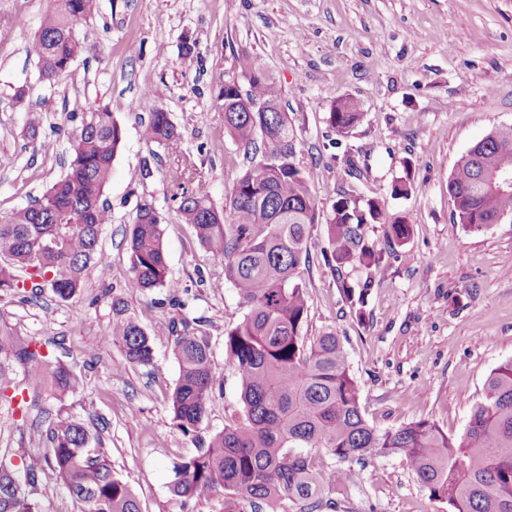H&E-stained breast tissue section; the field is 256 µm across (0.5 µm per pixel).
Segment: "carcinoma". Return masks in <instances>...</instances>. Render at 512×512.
Masks as SVG:
<instances>
[{"label":"carcinoma","instance_id":"cac0c4a2","mask_svg":"<svg viewBox=\"0 0 512 512\" xmlns=\"http://www.w3.org/2000/svg\"><path fill=\"white\" fill-rule=\"evenodd\" d=\"M93 0H56V8L40 24L34 42L41 78L56 80L80 51L78 21L92 10ZM240 71L255 73V99L280 107L276 82L250 54L238 57ZM224 133L250 155L236 178L224 209L186 187L184 171L170 177L173 200L186 223L224 277L237 290L247 312L225 332L227 362L240 388L243 417L220 432L203 434L207 406L222 379L211 363L210 343L188 320L168 325V341L179 376L169 397L173 421L198 443L197 452L172 463L168 490L179 512H194L196 503L224 490V512H319L324 490L320 456L335 461L336 487L357 484V466L379 457L404 461L419 485L448 512H512V361L487 377L484 398L472 410L460 436L443 432L427 419L380 430L365 418L360 388L336 332L310 339L307 291L298 282L309 261L308 239L319 221L318 205L307 176L296 164L297 137L288 113L244 111L233 90L222 91ZM362 118L354 97L332 101L329 125L348 135ZM148 141L165 146L180 138L168 113L155 109L145 130ZM123 142V129L106 106L81 117L66 175L34 204L0 219V289L26 290L15 272L22 270L40 289L49 284L69 301L85 287L88 270L103 266L99 250L109 215L104 199L112 164ZM512 174V124L493 129L454 165L448 198L455 223L482 230L512 217V187L500 180ZM383 217L380 202L360 208L347 196L332 204L325 261L337 273L343 298L350 306L364 302V293L383 271L367 226ZM409 225H387V237L405 243ZM127 291L146 295L158 288L178 291L167 263L161 218L146 205L128 234ZM365 274L364 281L351 273ZM112 345L127 364L154 362L151 336L127 313L122 295L112 296ZM22 371L24 384L14 375ZM75 378L59 359L39 345L0 327V402L22 419L42 397L64 404L74 392ZM29 432L46 442V452L30 455L22 466L0 456V512H40L38 495L60 489L84 504L83 512H141L131 486L103 454L89 448L90 429L75 419L56 415ZM306 448L305 454L297 452ZM58 478L40 484L45 468Z\"/></svg>","mask_w":512,"mask_h":512}]
</instances>
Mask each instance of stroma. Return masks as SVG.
I'll list each match as a JSON object with an SVG mask.
<instances>
[{"mask_svg":"<svg viewBox=\"0 0 512 512\" xmlns=\"http://www.w3.org/2000/svg\"><path fill=\"white\" fill-rule=\"evenodd\" d=\"M54 7L55 0H0V216L33 204L66 174L83 112L107 105L124 139L105 191L106 269L91 271L69 302L48 288L29 301L0 291V323L71 365L78 385L64 413L89 426L91 447L131 485L141 512H179L168 491L171 463L196 451L168 404L178 378L168 320L199 321L223 376L204 428L222 430L242 411L224 333L246 309L185 224L169 174L188 167L189 188L223 207L247 164L224 134L221 97L224 76L244 51L281 90L297 132L295 160L320 212L299 277L309 296V335L331 329L339 336L375 427L428 419L462 434L490 372L512 360V220L479 231L456 224L448 177L493 127L512 124V0H95L77 28L80 55L50 83L32 42ZM186 42L192 55L181 52ZM343 96L360 100L363 117L340 138L328 112ZM157 108L181 133L174 146L145 136ZM402 180L412 191L394 195ZM346 193L385 208L367 234L387 270L361 315L345 303L323 257L331 206ZM145 204L163 219L178 295L126 291L125 234ZM396 219L411 227L406 243L384 234ZM118 293L155 337L154 366L127 364L108 338ZM325 496L336 512H448L391 457L370 461L359 486L330 484Z\"/></svg>","mask_w":512,"mask_h":512,"instance_id":"1","label":"stroma"}]
</instances>
